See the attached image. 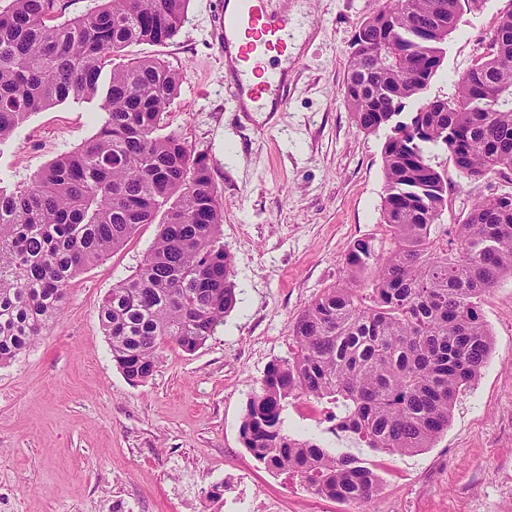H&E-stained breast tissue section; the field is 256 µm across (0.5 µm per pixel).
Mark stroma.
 I'll return each mask as SVG.
<instances>
[{
	"label": "stroma",
	"mask_w": 512,
	"mask_h": 512,
	"mask_svg": "<svg viewBox=\"0 0 512 512\" xmlns=\"http://www.w3.org/2000/svg\"><path fill=\"white\" fill-rule=\"evenodd\" d=\"M512 0L465 11L449 35L427 98L456 92L458 76L489 43ZM294 20L301 47L288 71V108L245 112L224 82L216 23L224 0H189L177 35L134 44L127 58H157L183 74L165 116L206 155L224 203L237 303L206 343L165 348L154 375L126 379L112 360L99 307L142 263L158 232L142 225L120 249L76 276L43 338L0 366V512H245L239 486L277 512H512V278L481 301L494 347L478 382L461 391L447 430L410 455L390 456L331 433L330 404L295 399L288 432L372 465L381 490L367 504L314 495L264 468L240 426L268 365L287 357L296 316L344 277L357 239L385 238L382 146L360 131L342 96L350 42L375 0H274ZM102 98L34 113L0 143V185L13 188L91 137ZM452 228L479 198L512 192V172L459 177L446 152Z\"/></svg>",
	"instance_id": "stroma-1"
}]
</instances>
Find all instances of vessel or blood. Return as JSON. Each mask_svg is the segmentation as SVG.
<instances>
[{"label": "vessel or blood", "mask_w": 512, "mask_h": 512, "mask_svg": "<svg viewBox=\"0 0 512 512\" xmlns=\"http://www.w3.org/2000/svg\"><path fill=\"white\" fill-rule=\"evenodd\" d=\"M218 23V46L234 52L238 65L236 97L250 101L259 110L271 102L278 110H285L287 99L281 74L290 58L292 18L272 10L269 0H237L236 10L221 14Z\"/></svg>", "instance_id": "b4317fda"}]
</instances>
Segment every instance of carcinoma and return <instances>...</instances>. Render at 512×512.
<instances>
[{
    "label": "carcinoma",
    "mask_w": 512,
    "mask_h": 512,
    "mask_svg": "<svg viewBox=\"0 0 512 512\" xmlns=\"http://www.w3.org/2000/svg\"><path fill=\"white\" fill-rule=\"evenodd\" d=\"M58 0H11L0 12V143L31 114L96 97L112 66L106 118L78 149L25 187L0 186V365L34 344L77 275L144 224L159 223L139 269L112 286L99 317L112 361L131 382L153 375L165 347L199 349L236 305L223 202L205 155L160 133L179 72L155 58L114 63L132 44H164L189 0H101L54 23ZM474 0H384L351 41L343 97L359 130L391 131L382 147V205L392 249L358 239L345 279L296 319L288 357L267 368L240 435L265 468L344 503L373 500L360 457L290 435L284 412L305 397L340 409L332 433L390 455L429 448L459 392L493 348L485 293L512 277V193L477 201L440 241L448 178L428 153H448L476 181L512 170V7L491 48L450 99L424 93L444 45Z\"/></svg>",
    "instance_id": "carcinoma-1"
}]
</instances>
